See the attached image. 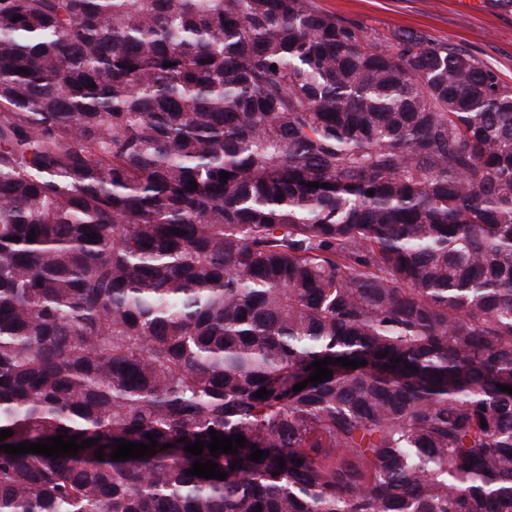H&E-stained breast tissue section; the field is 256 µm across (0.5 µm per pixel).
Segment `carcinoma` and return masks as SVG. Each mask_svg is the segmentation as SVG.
I'll return each instance as SVG.
<instances>
[{
  "label": "carcinoma",
  "mask_w": 512,
  "mask_h": 512,
  "mask_svg": "<svg viewBox=\"0 0 512 512\" xmlns=\"http://www.w3.org/2000/svg\"><path fill=\"white\" fill-rule=\"evenodd\" d=\"M327 357L367 365L294 391ZM500 384L512 87L468 50L312 0H0V447L98 440L0 450V512H512ZM212 430L246 443L185 451Z\"/></svg>",
  "instance_id": "cac0c4a2"
}]
</instances>
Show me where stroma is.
Returning <instances> with one entry per match:
<instances>
[{
	"label": "stroma",
	"mask_w": 512,
	"mask_h": 512,
	"mask_svg": "<svg viewBox=\"0 0 512 512\" xmlns=\"http://www.w3.org/2000/svg\"><path fill=\"white\" fill-rule=\"evenodd\" d=\"M336 17L382 37L397 29L440 44L460 46L512 84V14L489 9L484 0H314Z\"/></svg>",
	"instance_id": "obj_1"
}]
</instances>
